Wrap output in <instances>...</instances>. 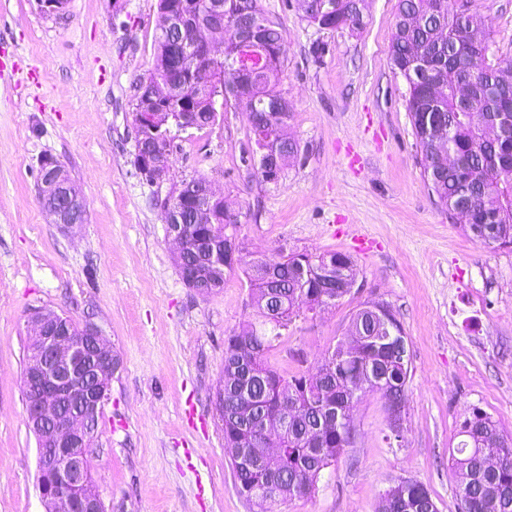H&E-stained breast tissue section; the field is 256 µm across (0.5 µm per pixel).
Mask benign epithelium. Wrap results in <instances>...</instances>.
Listing matches in <instances>:
<instances>
[{
    "label": "benign epithelium",
    "instance_id": "obj_1",
    "mask_svg": "<svg viewBox=\"0 0 512 512\" xmlns=\"http://www.w3.org/2000/svg\"><path fill=\"white\" fill-rule=\"evenodd\" d=\"M208 24L215 31L224 27V16L219 4L209 6L207 14L196 15V0H182L173 15L171 27L164 33L169 40L179 66L187 67L185 39L176 31L185 27L192 17ZM459 58L465 64L478 61L480 47L467 38L461 39ZM224 49L213 40L193 65L204 60L209 64L221 62ZM153 104L169 105L182 112H190L193 102L182 91L181 85L163 79L152 86ZM171 112L139 110L135 112L136 128L160 133V138L172 143L169 120ZM262 167L275 178L278 172L277 142L268 139ZM138 173L152 184L163 182L169 171V162L155 161L151 154L136 151ZM62 164L52 158L42 161L39 169L38 201L56 224L72 227L81 223L87 213L84 197L72 183L55 178ZM190 190L193 214L207 211L215 202H224V195L208 181L183 183ZM166 234L184 259L195 260L194 266H179L182 280L202 295L210 292L202 274L208 267L233 270L242 258L243 248L235 235L225 236L224 244H217L213 225L182 223L181 208L162 201ZM320 283L330 290L336 287V263L327 261L318 269ZM31 334L36 349L28 360L23 392L28 427L38 439V488L43 501L53 512H103L104 505L90 476L89 455L98 429V420L104 401L108 399L109 384L118 362L105 339L102 328L94 323L77 326L71 319L55 314L31 319Z\"/></svg>",
    "mask_w": 512,
    "mask_h": 512
}]
</instances>
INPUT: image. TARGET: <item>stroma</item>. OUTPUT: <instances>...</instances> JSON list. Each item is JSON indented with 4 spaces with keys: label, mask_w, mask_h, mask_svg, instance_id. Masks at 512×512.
<instances>
[{
    "label": "stroma",
    "mask_w": 512,
    "mask_h": 512,
    "mask_svg": "<svg viewBox=\"0 0 512 512\" xmlns=\"http://www.w3.org/2000/svg\"><path fill=\"white\" fill-rule=\"evenodd\" d=\"M284 31L279 88L299 145L274 183L244 163V106L177 133L169 179L202 177L238 215L243 262L292 252L350 255L356 282L324 311L297 317L268 355L316 374L354 314L383 302L408 338L402 437L387 442L383 397L354 406L353 448L315 493L276 512H379L402 479L459 512L448 453L478 408L512 435V248L487 249L436 204L389 48L399 0H368L364 26L318 29L297 0H260ZM490 58L512 56V0H469ZM158 0H0V512H45L23 374L37 309L99 325L119 359L90 457L105 512H256L235 487L215 397L224 340L257 321L242 270L220 291L188 288L158 199L135 166L131 101L153 65ZM68 170L88 221L54 224L37 199L40 162ZM374 245L356 251L349 231Z\"/></svg>",
    "instance_id": "35a3bbf8"
}]
</instances>
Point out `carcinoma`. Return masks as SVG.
I'll use <instances>...</instances> for the list:
<instances>
[{
	"instance_id": "1",
	"label": "carcinoma",
	"mask_w": 512,
	"mask_h": 512,
	"mask_svg": "<svg viewBox=\"0 0 512 512\" xmlns=\"http://www.w3.org/2000/svg\"><path fill=\"white\" fill-rule=\"evenodd\" d=\"M367 0H320L319 7L306 15L310 25H330L360 29L364 25ZM460 6L457 0H400L390 45V60L408 87L407 110L422 155V175L435 202L448 209L467 198L474 212L473 222L465 225L472 240L483 247H512V170L503 164L512 154V128L480 116L498 111L497 92L501 76L512 74V57L483 58L475 71L462 79L451 63L459 35ZM224 13L254 22L258 46L266 55H247L251 65L234 68L227 62L209 68L212 88H232L247 98L224 102L228 108L246 106L248 136L256 141L258 130L275 114L288 123L291 109L278 89L279 75L286 56V42L280 22L259 5L258 0H224ZM176 77L186 95L193 98L195 128L215 121L211 103L200 94L194 76L180 73L172 63L168 41L155 35L154 64L139 82ZM336 259L354 268L351 257L332 252L326 255L293 254L281 273L282 288L268 296L263 279L257 277L258 262L247 271L250 295L263 321L248 324L224 342V359L237 356L238 340H249L251 349L243 357L245 366L230 371L224 366V413H236L244 389L259 413L273 417L282 412L280 395L293 394L313 410L296 424L294 433L282 435L278 452L252 470L235 475L240 486L261 488L271 480V494L256 495L251 503L258 512H274L273 505L302 497L316 489L323 472L333 466L353 446L356 428L350 406L359 394L379 392L383 397L406 400L411 364L389 349V341L404 333L396 314L378 320L364 317L359 310L351 325H360L364 338L351 337L333 350L335 367L322 365L319 376L289 374L268 362V353L282 331L299 316L296 304L314 312L328 302L314 274L300 277L297 266L316 267L324 259ZM275 300L276 315L266 310ZM458 441L449 452L450 471L466 512H512V436L478 409L459 425ZM385 496L390 506L380 512H439L430 491L423 484L403 479L390 487Z\"/></svg>"
}]
</instances>
